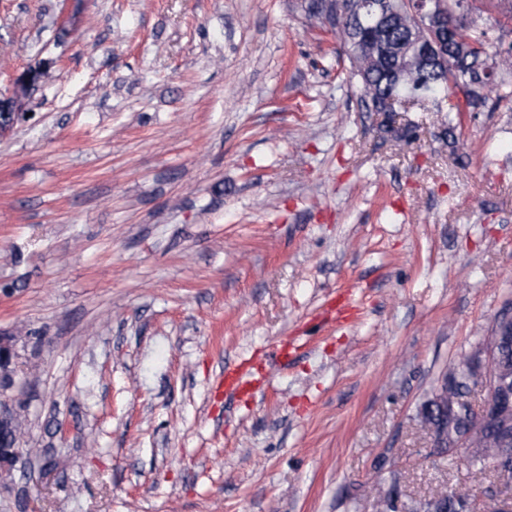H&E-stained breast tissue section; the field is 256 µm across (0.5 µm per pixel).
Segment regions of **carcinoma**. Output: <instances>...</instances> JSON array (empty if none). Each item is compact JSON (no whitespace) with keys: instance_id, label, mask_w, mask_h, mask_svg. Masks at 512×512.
<instances>
[{"instance_id":"cac0c4a2","label":"carcinoma","mask_w":512,"mask_h":512,"mask_svg":"<svg viewBox=\"0 0 512 512\" xmlns=\"http://www.w3.org/2000/svg\"><path fill=\"white\" fill-rule=\"evenodd\" d=\"M364 0H343L348 13L341 24L331 26L341 43V54L349 63L350 77L357 79V91L365 106L374 112L383 111L390 99L417 98L434 104L442 111L443 100H448V111L464 112L466 106L451 99L459 87L469 89L479 85L475 95L467 94V106L486 107L496 111L501 103L512 101V81L496 80L500 72L512 76V47L498 59L485 54L487 33L474 25L468 15L474 3L494 5L495 0H433L436 14L454 24L448 32V63L438 67L423 65L416 60L419 43L432 39L436 31L432 25L420 23L414 16L411 0H378L383 6V20L366 16L362 11ZM363 17L364 27H354L357 17ZM490 355V371L512 381V346L493 347L487 340L448 374V399L442 403L455 407L457 415L449 420L434 407L435 394L421 403L418 415L421 425L437 435L443 447L436 449L442 457H454L456 443L465 439L470 448L469 467L482 471L499 456L496 444L499 428H476L464 402L470 388L477 384V376L464 364L477 352ZM20 422L0 430V452L7 454L19 448ZM472 491L465 485L450 487V494L442 493L424 502L409 500L401 512H469Z\"/></svg>"}]
</instances>
